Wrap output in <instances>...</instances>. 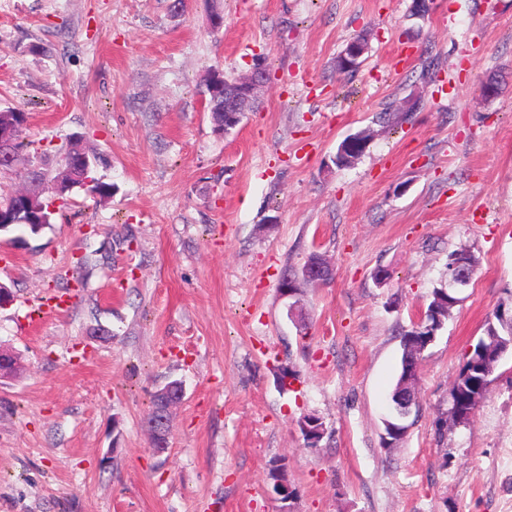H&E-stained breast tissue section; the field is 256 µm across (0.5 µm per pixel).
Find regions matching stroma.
Wrapping results in <instances>:
<instances>
[{
	"label": "stroma",
	"mask_w": 512,
	"mask_h": 512,
	"mask_svg": "<svg viewBox=\"0 0 512 512\" xmlns=\"http://www.w3.org/2000/svg\"><path fill=\"white\" fill-rule=\"evenodd\" d=\"M172 2L0 0V109L26 113L46 164L77 141L113 186L0 233V348L20 363L0 379V512H280L276 461L294 512H512V354L438 439L467 351L512 306V0H220L217 31L211 0ZM362 32V66L337 73ZM258 59V107L216 131L209 72ZM387 108L408 120L379 124ZM460 248L477 274L423 354L414 427L382 447L400 333ZM313 254L332 277L291 303L281 271ZM173 380L157 454L145 418Z\"/></svg>",
	"instance_id": "35a3bbf8"
}]
</instances>
